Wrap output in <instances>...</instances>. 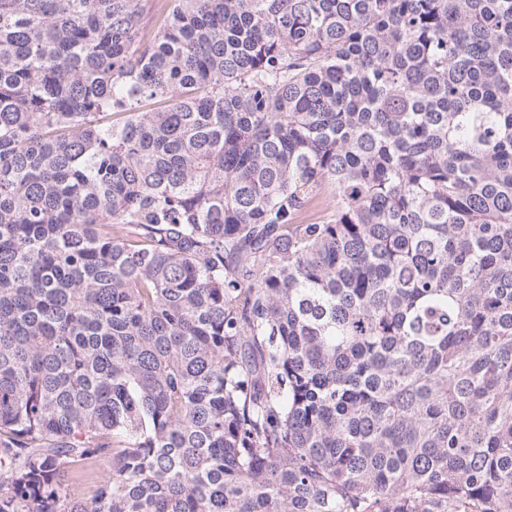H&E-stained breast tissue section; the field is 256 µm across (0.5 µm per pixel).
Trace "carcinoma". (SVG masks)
Wrapping results in <instances>:
<instances>
[{"label":"carcinoma","mask_w":512,"mask_h":512,"mask_svg":"<svg viewBox=\"0 0 512 512\" xmlns=\"http://www.w3.org/2000/svg\"><path fill=\"white\" fill-rule=\"evenodd\" d=\"M147 5L0 0V512H512V0ZM101 470L99 466H92L85 469L79 476L71 475L64 482L63 492L68 496L90 501L95 495Z\"/></svg>","instance_id":"obj_1"}]
</instances>
